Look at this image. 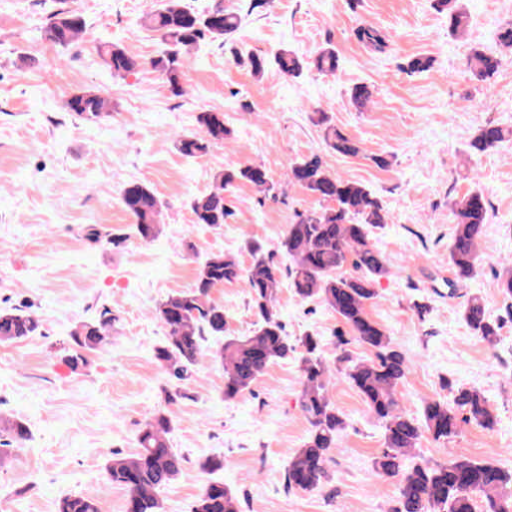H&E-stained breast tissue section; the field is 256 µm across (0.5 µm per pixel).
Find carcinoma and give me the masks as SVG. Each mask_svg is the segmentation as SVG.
Instances as JSON below:
<instances>
[{
	"label": "carcinoma",
	"mask_w": 512,
	"mask_h": 512,
	"mask_svg": "<svg viewBox=\"0 0 512 512\" xmlns=\"http://www.w3.org/2000/svg\"><path fill=\"white\" fill-rule=\"evenodd\" d=\"M241 16L219 0L207 12L188 8L183 0H163L146 15L144 26L155 33L165 49L144 63L118 44L100 47L104 64L112 75L124 77L146 66L156 72L174 96L184 93L182 73L187 55L206 37L226 40L240 27ZM84 17L75 10L55 13L43 29V38L65 47L85 28ZM358 41L382 52L387 35L371 24L355 30ZM281 73L296 76L302 65L296 55L283 50L275 56ZM313 66L322 74L334 73L338 56L332 44L321 47ZM500 59L480 50L467 59V68L482 81L491 79ZM372 93L365 85L351 89L350 100L365 109ZM67 110L86 123L100 124L111 117L107 98L92 90L73 94ZM197 122L203 135H184L176 140L177 150L196 157L224 142L231 131L224 115L202 111ZM317 124L325 126V141L339 154L360 152L355 141L330 124L320 111ZM512 141V129L498 125L480 127L470 142L473 151L484 153ZM261 165H229L214 176L211 190L194 196L190 209L197 224L220 227L232 215L224 202V190L236 181H246L262 192L274 190L270 176L259 177ZM288 178L302 185L324 205L296 214V221L279 243L290 261L288 285L303 299H318L333 310L350 328L354 338L374 352L369 362H356L346 353L336 356L331 367L322 355L320 340L305 336L288 339L277 310V290L281 269L258 241L248 245L250 263L222 253L210 255L197 268L191 287L174 292L155 308L156 318L167 330L166 343L156 351L161 367L179 381L190 379L198 364L206 336L223 338L213 352L224 371V398L233 399L261 377L278 360L300 358L299 407L310 425L307 441L289 459L285 474L288 491L321 489L329 480L328 463L339 449L344 420L330 395L332 372L341 374L363 397L384 429L385 449L376 457L372 473L398 479L397 505L391 512H512V469L489 461L467 457L439 463L416 454L424 435L448 442L462 426L474 424L494 429L497 420L485 397L474 388L459 387L450 401L425 403L421 418L407 415L401 408L398 389L409 373V361L387 332L368 315L367 306L376 297L372 277L386 271L387 260L369 243L370 228L385 223L379 203L360 184L328 171L321 158L312 154L291 165ZM121 201L133 219L138 236L154 238L159 231L162 203L147 187L126 186ZM456 228L448 247L449 264L457 279L470 278L480 261V239L488 220L483 194L472 191L451 205ZM353 272H342L346 264ZM244 281L251 307L258 317L247 335L228 332L224 304L213 298L226 283ZM464 319L480 338L491 342L499 324L489 320L481 299L472 296L463 309ZM117 317L103 311L99 318L79 324L71 333L73 347L59 350L60 361L71 369L87 364L86 354L104 347ZM41 321L33 313L17 309L0 311V342L20 341L41 333ZM171 419L162 410L147 418L138 435V447L131 455L113 454L105 466L107 481L126 492L125 512H164L159 491L177 479L184 459L170 446ZM0 433L14 442L27 438L26 424L18 419H0ZM57 512H102L101 503L83 495H70L57 504ZM193 512H240L239 499L222 482L206 484L195 501Z\"/></svg>",
	"instance_id": "1"
}]
</instances>
